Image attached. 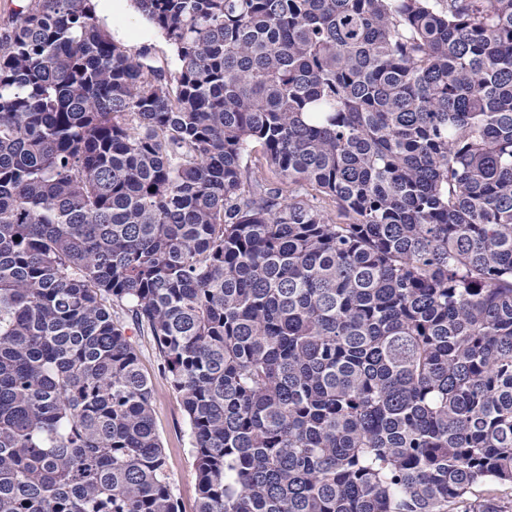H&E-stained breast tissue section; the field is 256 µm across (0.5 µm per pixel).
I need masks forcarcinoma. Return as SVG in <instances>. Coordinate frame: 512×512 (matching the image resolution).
<instances>
[{
  "instance_id": "obj_1",
  "label": "carcinoma",
  "mask_w": 512,
  "mask_h": 512,
  "mask_svg": "<svg viewBox=\"0 0 512 512\" xmlns=\"http://www.w3.org/2000/svg\"><path fill=\"white\" fill-rule=\"evenodd\" d=\"M10 2L0 512H181L115 305L196 512L512 486V0H133L172 70L94 0ZM105 1L97 0L96 16L99 24L106 28L112 38L131 46L133 51L140 49L142 44L151 47L152 64L164 69L172 68L175 63V54L148 21L134 8L131 0H126V7L121 10H104ZM119 314L127 335L138 350L142 371L153 387V415L163 446L171 492L180 502L183 512H195L196 476L192 465L190 431L181 399L163 376V361L155 349L148 326H138L127 310H119Z\"/></svg>"
}]
</instances>
